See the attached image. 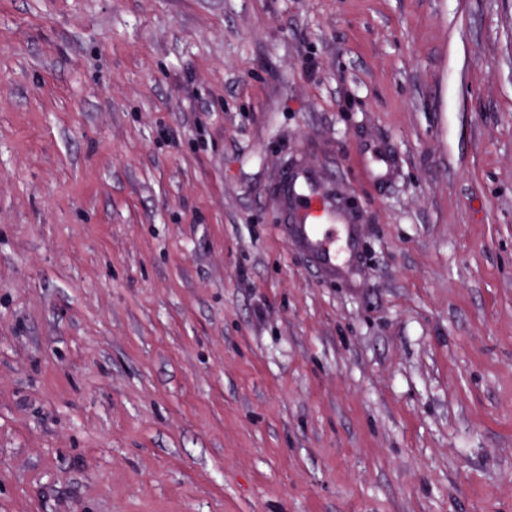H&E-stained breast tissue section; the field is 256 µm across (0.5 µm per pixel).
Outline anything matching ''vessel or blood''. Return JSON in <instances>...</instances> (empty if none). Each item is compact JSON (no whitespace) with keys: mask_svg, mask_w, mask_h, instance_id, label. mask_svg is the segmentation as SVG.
I'll list each match as a JSON object with an SVG mask.
<instances>
[{"mask_svg":"<svg viewBox=\"0 0 512 512\" xmlns=\"http://www.w3.org/2000/svg\"><path fill=\"white\" fill-rule=\"evenodd\" d=\"M274 202L294 240L320 269L332 274L344 269L354 252V223L322 175L296 167L277 182Z\"/></svg>","mask_w":512,"mask_h":512,"instance_id":"vessel-or-blood-1","label":"vessel or blood"}]
</instances>
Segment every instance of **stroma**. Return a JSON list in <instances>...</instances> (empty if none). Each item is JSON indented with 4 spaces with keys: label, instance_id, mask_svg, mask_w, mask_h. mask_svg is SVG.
<instances>
[{
    "label": "stroma",
    "instance_id": "1",
    "mask_svg": "<svg viewBox=\"0 0 512 512\" xmlns=\"http://www.w3.org/2000/svg\"><path fill=\"white\" fill-rule=\"evenodd\" d=\"M0 512H512V0H0ZM277 182L274 202L293 239L323 271L336 275L349 263L356 241L350 213L326 188L324 178L300 165Z\"/></svg>",
    "mask_w": 512,
    "mask_h": 512
}]
</instances>
